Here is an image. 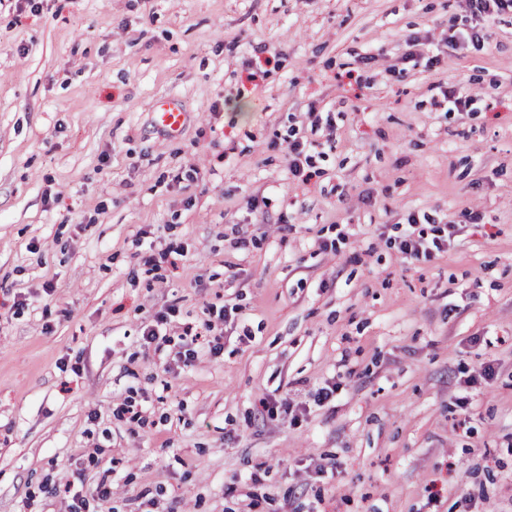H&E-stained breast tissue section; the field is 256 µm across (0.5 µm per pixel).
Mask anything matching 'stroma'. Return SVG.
Listing matches in <instances>:
<instances>
[{
  "label": "stroma",
  "mask_w": 512,
  "mask_h": 512,
  "mask_svg": "<svg viewBox=\"0 0 512 512\" xmlns=\"http://www.w3.org/2000/svg\"><path fill=\"white\" fill-rule=\"evenodd\" d=\"M469 18L0 0V512H512V12L448 48ZM155 123L171 137H176L181 131L186 113L177 101L165 98L154 106ZM317 146L314 142L293 140L288 145V163L289 168L295 177H298L303 183L307 184L316 176L315 172L306 170L302 161V156L306 161L307 147ZM445 228L435 227L432 229V237L425 238L424 232L419 231L418 237H414V231H410L401 240L399 249L406 259L420 261L430 260L437 254L444 252L448 247V241L452 235L453 225L444 224Z\"/></svg>",
  "instance_id": "35a3bbf8"
}]
</instances>
